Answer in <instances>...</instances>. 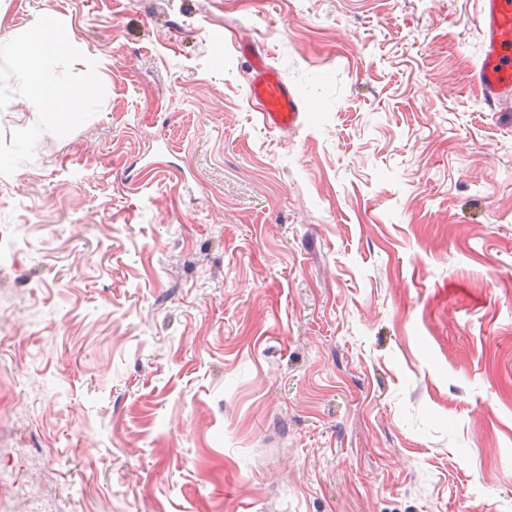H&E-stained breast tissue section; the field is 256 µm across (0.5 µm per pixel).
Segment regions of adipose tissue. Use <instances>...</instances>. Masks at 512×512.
Wrapping results in <instances>:
<instances>
[{
	"instance_id": "ef3b65f1",
	"label": "adipose tissue",
	"mask_w": 512,
	"mask_h": 512,
	"mask_svg": "<svg viewBox=\"0 0 512 512\" xmlns=\"http://www.w3.org/2000/svg\"><path fill=\"white\" fill-rule=\"evenodd\" d=\"M24 39L37 47L39 55L27 68L18 71L19 83L38 113L59 126L69 125L86 110L90 96L79 81L58 82L52 77L56 60L71 50V40L60 38L49 19L31 27Z\"/></svg>"
}]
</instances>
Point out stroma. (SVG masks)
I'll use <instances>...</instances> for the list:
<instances>
[{
	"instance_id": "obj_1",
	"label": "stroma",
	"mask_w": 512,
	"mask_h": 512,
	"mask_svg": "<svg viewBox=\"0 0 512 512\" xmlns=\"http://www.w3.org/2000/svg\"><path fill=\"white\" fill-rule=\"evenodd\" d=\"M479 0H0V471L57 512H512V104ZM52 16L60 129L16 79ZM263 46L304 103L265 130ZM482 54L473 84L484 101L512 103V0H480Z\"/></svg>"
}]
</instances>
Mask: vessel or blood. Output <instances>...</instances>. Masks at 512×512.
I'll use <instances>...</instances> for the list:
<instances>
[{
	"label": "vessel or blood",
	"mask_w": 512,
	"mask_h": 512,
	"mask_svg": "<svg viewBox=\"0 0 512 512\" xmlns=\"http://www.w3.org/2000/svg\"><path fill=\"white\" fill-rule=\"evenodd\" d=\"M482 54L473 83L491 106L512 103V0H480ZM249 56L248 95L263 125L287 131L296 127L303 102L268 64L265 52L238 43Z\"/></svg>",
	"instance_id": "1"
}]
</instances>
